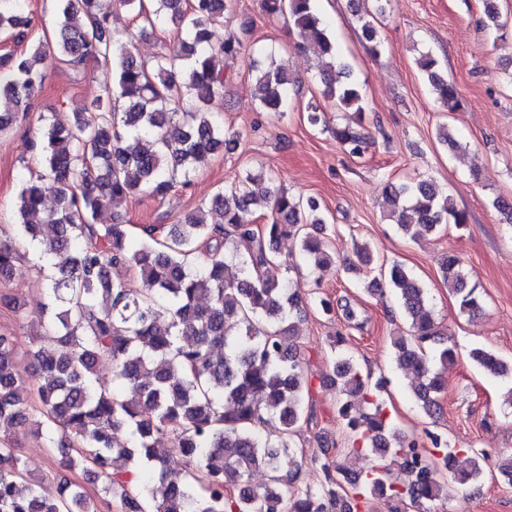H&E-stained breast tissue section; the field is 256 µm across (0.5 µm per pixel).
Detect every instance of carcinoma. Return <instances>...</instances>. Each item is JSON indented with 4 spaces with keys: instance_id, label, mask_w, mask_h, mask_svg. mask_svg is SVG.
Segmentation results:
<instances>
[{
    "instance_id": "obj_1",
    "label": "carcinoma",
    "mask_w": 512,
    "mask_h": 512,
    "mask_svg": "<svg viewBox=\"0 0 512 512\" xmlns=\"http://www.w3.org/2000/svg\"><path fill=\"white\" fill-rule=\"evenodd\" d=\"M25 0H0V32L26 37L32 18ZM350 0L366 48L381 47L377 19L383 0ZM485 27L506 26L494 0H485ZM269 15L288 17L301 38L319 49L322 94L342 112L362 115V96L348 67L336 64V48L313 0H261ZM231 0H57L52 39L23 54L0 56V136L42 87L53 63L80 71L90 63L110 66L115 79L91 112L74 113L60 124L42 114L36 143L41 173L23 180L15 209L18 233L45 246L55 258L46 276L49 301L42 314L51 324L46 341L28 351L19 367L12 336L0 333V431L30 424L35 433L58 440L65 470L82 467L100 482L93 497L78 483L64 482L57 496L42 495L25 462L9 440L0 438V512H99L98 499L120 501L125 512H361L365 491H385L398 502L422 505L448 497L454 484H478L482 468L471 459L469 471H451L444 461L463 453L430 433L431 447L419 438L387 431L381 405L374 400L383 382L340 353L334 381L345 399L339 416L356 438L357 452L372 457L356 480L341 470L320 489L296 485L299 465L294 448L309 393L294 339L301 300L298 291L267 277L283 262L310 272L334 263L320 203L296 198L278 185L271 170L241 176L217 194L211 209L184 217L163 233L143 228L140 241L128 239L121 224L98 226L97 213L143 191L164 196L186 184L206 158L236 147L238 135L208 109L224 96L225 71L214 61H234L244 51V36L229 30L211 41V28L228 23ZM124 9L142 28L177 29L180 49L164 51L148 65L137 59L127 33L112 27V13ZM438 98L454 110L459 93L428 52L416 59ZM250 72L260 105L272 112L288 108L294 79L275 62V51H251ZM354 158L366 151L365 135L351 124L331 128ZM56 207L45 206L48 193ZM268 203L266 222L254 223L251 204ZM385 217L405 235L429 232L443 224L461 226L467 215L432 180H389L384 187ZM296 240L298 252L280 260L278 243ZM19 252L0 243V279L8 277ZM234 274H228L230 269ZM448 292L459 309L475 317L482 310L477 287L467 282L461 258L441 262ZM140 281L133 288L127 276ZM388 284L410 320V338L395 342L397 367L419 384L413 395L426 415L440 412L436 394L442 374L454 362L445 347L438 358L425 355L420 342L435 335V316L427 293L401 265L380 269L368 289ZM168 316L158 323L160 312ZM473 361L489 374L512 380V362L490 350L475 349ZM100 361H109L126 387L118 396L92 379ZM39 418H33V412ZM279 422L277 439L262 427ZM121 429L125 441L115 440ZM170 436L181 449L184 473L171 482L157 439ZM398 458L402 471L415 475L399 483L386 459ZM146 460L154 482L133 477L132 465ZM265 466L270 482L258 487L252 472Z\"/></svg>"
}]
</instances>
